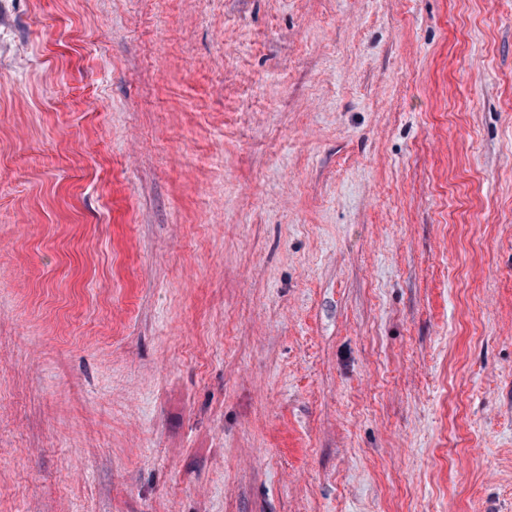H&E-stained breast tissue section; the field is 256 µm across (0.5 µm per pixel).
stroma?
I'll list each match as a JSON object with an SVG mask.
<instances>
[{"label": "stroma", "instance_id": "35a3bbf8", "mask_svg": "<svg viewBox=\"0 0 512 512\" xmlns=\"http://www.w3.org/2000/svg\"><path fill=\"white\" fill-rule=\"evenodd\" d=\"M0 512H512V0H0Z\"/></svg>", "mask_w": 512, "mask_h": 512}]
</instances>
